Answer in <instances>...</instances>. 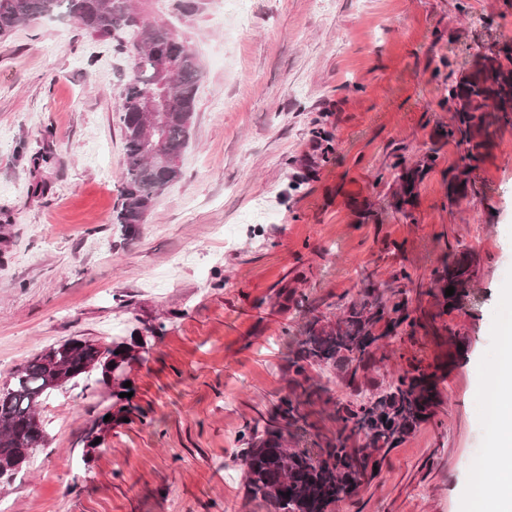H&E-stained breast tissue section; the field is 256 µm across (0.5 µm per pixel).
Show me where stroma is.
I'll use <instances>...</instances> for the list:
<instances>
[{
  "label": "stroma",
  "mask_w": 512,
  "mask_h": 512,
  "mask_svg": "<svg viewBox=\"0 0 512 512\" xmlns=\"http://www.w3.org/2000/svg\"><path fill=\"white\" fill-rule=\"evenodd\" d=\"M134 0L186 38L202 79L181 175L136 233L116 224L124 140L116 113L131 55L70 18L0 38V383L67 338L103 343L162 324L134 366L144 418L113 425L84 457L110 400L66 387L40 407L49 443L0 482L11 512H269L248 497L237 454L247 422L288 380L310 315L335 319L362 289L409 292L439 313L433 271L449 250L475 259L447 332L399 335L381 379L447 362L442 404L391 449L335 512H474L488 437L482 390L512 315V127L449 205L462 147L437 67L458 77L490 40H512V0ZM437 150L406 220L394 155ZM408 280L395 282L398 270ZM302 307L283 309L280 288Z\"/></svg>",
  "instance_id": "stroma-1"
}]
</instances>
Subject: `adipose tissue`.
I'll return each instance as SVG.
<instances>
[{"label":"adipose tissue","mask_w":512,"mask_h":512,"mask_svg":"<svg viewBox=\"0 0 512 512\" xmlns=\"http://www.w3.org/2000/svg\"><path fill=\"white\" fill-rule=\"evenodd\" d=\"M498 346L501 358L487 393L491 412L487 456L494 477L475 489L476 512H512V324L500 327Z\"/></svg>","instance_id":"1"}]
</instances>
